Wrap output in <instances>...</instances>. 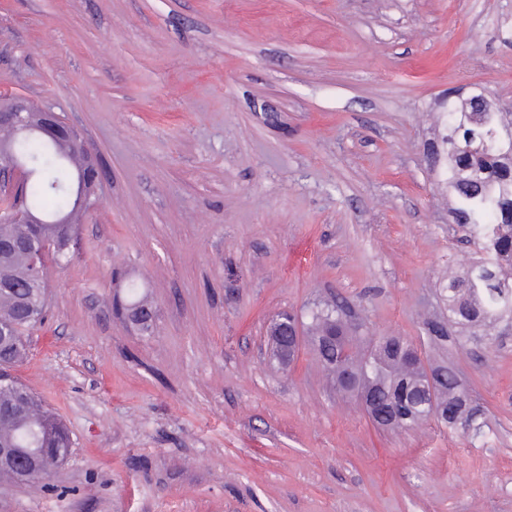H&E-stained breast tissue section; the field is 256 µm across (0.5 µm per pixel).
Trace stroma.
<instances>
[{"label":"stroma","instance_id":"35a3bbf8","mask_svg":"<svg viewBox=\"0 0 512 512\" xmlns=\"http://www.w3.org/2000/svg\"><path fill=\"white\" fill-rule=\"evenodd\" d=\"M512 101V0H0V93L53 109L103 191L13 374L73 445L0 512H512V330L448 316L469 251L424 157L449 92ZM137 282L152 333L114 309ZM338 298L471 391L483 434L385 430L267 326Z\"/></svg>","mask_w":512,"mask_h":512}]
</instances>
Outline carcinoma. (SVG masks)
<instances>
[{"label":"carcinoma","instance_id":"cac0c4a2","mask_svg":"<svg viewBox=\"0 0 512 512\" xmlns=\"http://www.w3.org/2000/svg\"><path fill=\"white\" fill-rule=\"evenodd\" d=\"M465 99L448 93V106L438 122L444 128L441 148L430 153L433 167L440 170V188L452 197L454 223L467 229V238L476 247V256L462 275L448 280V320L468 330L478 342H495L496 330L512 328V112H466ZM484 142L482 150L472 152L473 142ZM15 157L35 177L24 186L0 198V448H12L26 457L34 448H55L66 457L72 441L57 414L48 409L27 386L15 379L10 370L26 358L25 334L46 313L44 281L29 278L25 243L46 244L54 261L68 260L78 242L82 216L92 202H79L74 192L78 175L92 179L86 164L88 147L83 141H69L62 135L56 140L46 136L21 135L12 143ZM32 208L48 217L66 215L67 224H19L13 218L17 209ZM119 312L141 314L151 319L142 332L153 329L154 309L147 295L133 282L125 285V297L118 302ZM338 304L317 306L300 322L311 342L327 379L337 392L349 396L354 388L336 383L332 364L338 350L345 349L351 373L367 377L381 387V395L410 392L424 376V367L409 369L403 351L413 342L393 337L398 349L388 352L382 365L365 371L372 347L364 346L366 336L348 334ZM439 380L435 400L448 409L450 426L462 425L475 436L482 426L473 418L458 421L468 410L469 393L455 370L442 366L434 369ZM396 409L402 425L418 430L428 419L415 416L404 397L397 398ZM53 470L37 471L19 482L9 466H0V483L39 486Z\"/></svg>","mask_w":512,"mask_h":512}]
</instances>
